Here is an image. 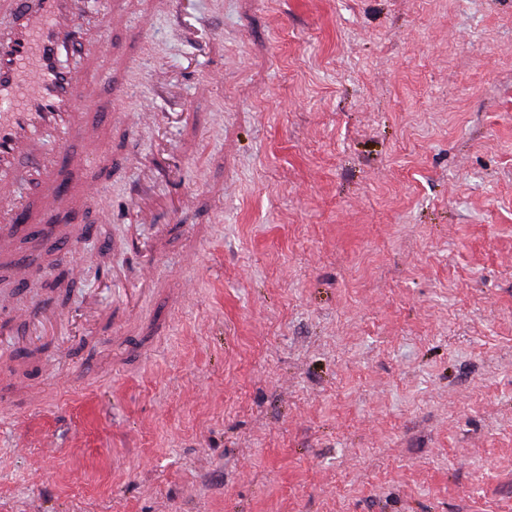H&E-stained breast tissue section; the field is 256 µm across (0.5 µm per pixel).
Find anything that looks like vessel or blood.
<instances>
[{"instance_id": "1", "label": "vessel or blood", "mask_w": 512, "mask_h": 512, "mask_svg": "<svg viewBox=\"0 0 512 512\" xmlns=\"http://www.w3.org/2000/svg\"><path fill=\"white\" fill-rule=\"evenodd\" d=\"M0 11L11 18L0 29V230L39 214L50 236L73 217L54 199L68 178L63 148L81 130L77 104L88 73L79 62L105 20L79 0H0ZM45 142L51 150H42ZM79 193L98 209L111 207L94 165H85Z\"/></svg>"}]
</instances>
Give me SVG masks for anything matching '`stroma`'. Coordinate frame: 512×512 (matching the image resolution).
I'll list each match as a JSON object with an SVG mask.
<instances>
[{"mask_svg": "<svg viewBox=\"0 0 512 512\" xmlns=\"http://www.w3.org/2000/svg\"><path fill=\"white\" fill-rule=\"evenodd\" d=\"M183 11L101 8L66 148L112 198L79 207L84 276L5 240L32 274L0 267V312L34 291L61 323L0 338L44 395L0 413V512H512V0ZM133 238L155 283L120 351L80 309H130Z\"/></svg>", "mask_w": 512, "mask_h": 512, "instance_id": "obj_1", "label": "stroma"}]
</instances>
